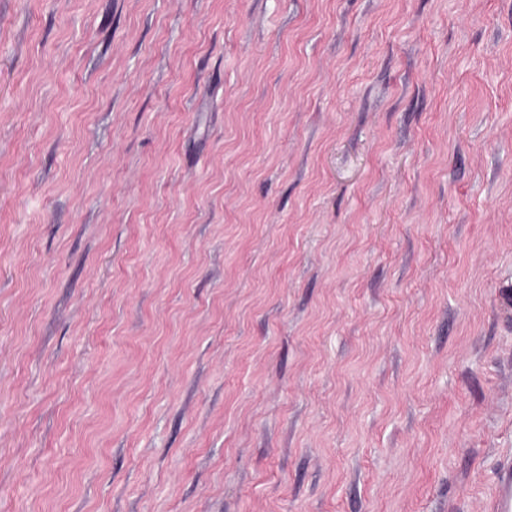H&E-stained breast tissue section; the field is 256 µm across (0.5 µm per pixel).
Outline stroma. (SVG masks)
<instances>
[{"label":"stroma","mask_w":512,"mask_h":512,"mask_svg":"<svg viewBox=\"0 0 512 512\" xmlns=\"http://www.w3.org/2000/svg\"><path fill=\"white\" fill-rule=\"evenodd\" d=\"M512 457V0H0V512H489Z\"/></svg>","instance_id":"35a3bbf8"}]
</instances>
